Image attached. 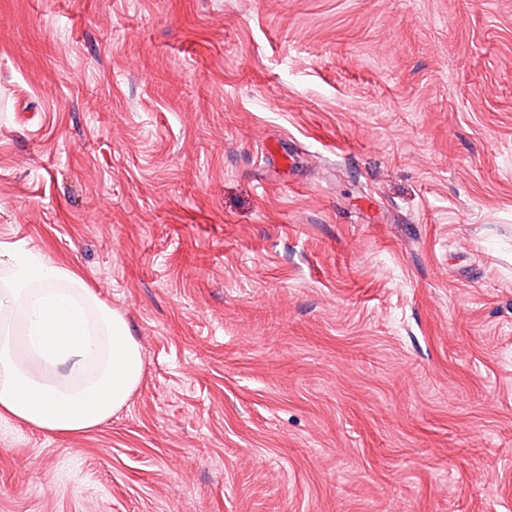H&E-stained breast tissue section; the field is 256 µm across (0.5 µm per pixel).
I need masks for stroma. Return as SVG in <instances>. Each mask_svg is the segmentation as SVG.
Segmentation results:
<instances>
[{"mask_svg":"<svg viewBox=\"0 0 512 512\" xmlns=\"http://www.w3.org/2000/svg\"><path fill=\"white\" fill-rule=\"evenodd\" d=\"M145 357L0 512H512V0H0V242Z\"/></svg>","mask_w":512,"mask_h":512,"instance_id":"obj_1","label":"stroma"}]
</instances>
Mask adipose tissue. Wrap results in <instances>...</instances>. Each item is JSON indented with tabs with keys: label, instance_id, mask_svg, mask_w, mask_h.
Returning <instances> with one entry per match:
<instances>
[{
	"label": "adipose tissue",
	"instance_id": "obj_1",
	"mask_svg": "<svg viewBox=\"0 0 512 512\" xmlns=\"http://www.w3.org/2000/svg\"><path fill=\"white\" fill-rule=\"evenodd\" d=\"M0 421L83 434L126 406L144 372L126 319L75 271L0 242Z\"/></svg>",
	"mask_w": 512,
	"mask_h": 512
}]
</instances>
